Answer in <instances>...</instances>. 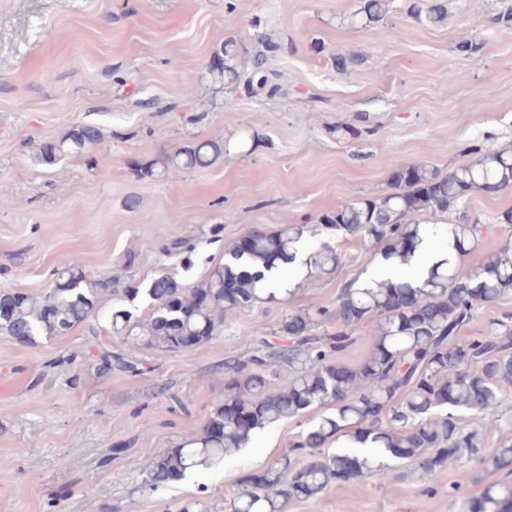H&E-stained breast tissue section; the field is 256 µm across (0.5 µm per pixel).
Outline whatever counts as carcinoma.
Returning a JSON list of instances; mask_svg holds the SVG:
<instances>
[{
  "mask_svg": "<svg viewBox=\"0 0 512 512\" xmlns=\"http://www.w3.org/2000/svg\"><path fill=\"white\" fill-rule=\"evenodd\" d=\"M391 0H364L358 10L367 24L386 23ZM412 17L439 25L447 19L442 0H416ZM280 44L267 35L229 37L210 69L231 89H263L264 71ZM104 139L93 124L72 126L63 137L39 147L51 164L71 152ZM224 154L214 140L190 142L159 159L158 176L170 180L189 168L212 166ZM393 190L347 203L321 215L313 224H282L273 233L247 232L224 250V261L205 279L189 286L168 272L147 281L121 284L110 276L87 274L73 259L56 269L48 291L31 297L0 291V331L20 343L35 345L62 336L100 316L102 302L114 295L140 301L141 319L120 306L107 316L110 329L124 337L128 351L98 358L102 374L112 367L136 369L137 354L185 351L224 335V315L256 304H277L297 294L289 287L284 265L295 261L307 237L325 235L374 249L394 267L410 264L433 237H448V256L438 259L420 282L352 279L340 287L335 308L319 307L288 317L280 333L290 341L273 349L262 336L244 360L226 364V417L217 405L207 426L189 443L165 448L153 458L146 486L180 481L213 462L248 447L261 430L315 408L332 412L314 420L298 435L288 454L265 467L261 484L241 479L230 500L233 512H288L294 501L321 494L332 481H353L386 468L397 458L432 478L448 460L462 453L484 460L487 424L502 421L505 390L512 386V314L504 313L484 336L457 340L476 310L512 294V240L478 266L460 257L476 247L480 220L460 213L454 224L436 220L455 209L468 192L512 188V145L487 150L479 159L443 175L424 164L394 167ZM340 262L330 243L308 254L304 280L333 274ZM336 322V332L317 334ZM371 355L359 366L339 363L366 324ZM279 389H269V375ZM481 418L468 429L459 413ZM302 464H296V461ZM506 480L489 486L471 512H512V436L492 451Z\"/></svg>",
  "mask_w": 512,
  "mask_h": 512,
  "instance_id": "obj_1",
  "label": "carcinoma"
}]
</instances>
